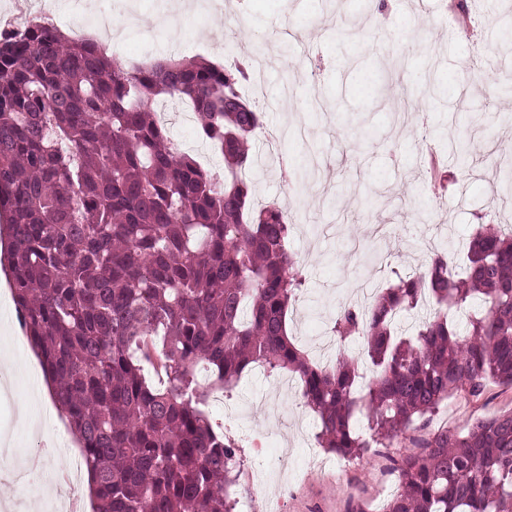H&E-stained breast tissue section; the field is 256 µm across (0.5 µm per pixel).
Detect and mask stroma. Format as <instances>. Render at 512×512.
Masks as SVG:
<instances>
[{
  "instance_id": "obj_1",
  "label": "stroma",
  "mask_w": 512,
  "mask_h": 512,
  "mask_svg": "<svg viewBox=\"0 0 512 512\" xmlns=\"http://www.w3.org/2000/svg\"><path fill=\"white\" fill-rule=\"evenodd\" d=\"M161 2L123 0L134 18L117 30L116 61L220 62L227 42H263L272 62L246 96L261 106L265 131H311L305 142L258 139L251 182L255 204L292 210L288 247L306 285L289 328L312 361L341 304L379 293L395 275L424 273L436 252L463 254L479 225L512 224V192H493L512 149V94L503 91L512 59L499 39L512 0H201L169 17ZM485 112L491 120L469 122ZM462 139L465 165L451 152ZM433 152L443 160L434 173ZM19 335L13 302L0 301V360L16 366L0 381V436L43 474L14 508L44 512L53 473L79 450L68 427L28 402L41 368ZM509 408L512 390L493 386L477 402L449 399L429 427L462 428ZM207 411L238 447L234 512H383L399 489L393 461L405 445L352 458L326 452L288 371L251 367Z\"/></svg>"
}]
</instances>
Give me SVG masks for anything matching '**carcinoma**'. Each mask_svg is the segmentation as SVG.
<instances>
[{"label":"carcinoma","mask_w":512,"mask_h":512,"mask_svg":"<svg viewBox=\"0 0 512 512\" xmlns=\"http://www.w3.org/2000/svg\"><path fill=\"white\" fill-rule=\"evenodd\" d=\"M254 48L232 65L159 58L123 66L93 40L31 22L0 32V242L24 336L52 382L95 512H232L234 444L205 411L250 365L297 375L321 447L339 456L410 436L384 512H512V408L427 430L455 395L512 388V231L487 226L458 272L438 252L332 333L363 340L373 376L341 354L312 362L288 335L305 285L285 208L254 207L244 173L262 111L241 92ZM159 100L189 104L223 159L217 179L179 151ZM438 305L410 337L400 313ZM485 306L460 332L449 312ZM165 377L146 382L141 361ZM202 363L208 382L198 380ZM367 419L369 437L357 424Z\"/></svg>","instance_id":"cac0c4a2"}]
</instances>
